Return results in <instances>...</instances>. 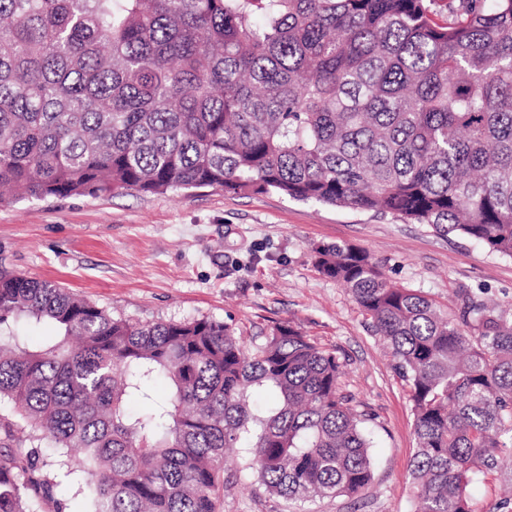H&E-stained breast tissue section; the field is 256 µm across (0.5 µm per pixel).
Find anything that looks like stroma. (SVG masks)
Wrapping results in <instances>:
<instances>
[{
	"label": "stroma",
	"instance_id": "1",
	"mask_svg": "<svg viewBox=\"0 0 512 512\" xmlns=\"http://www.w3.org/2000/svg\"><path fill=\"white\" fill-rule=\"evenodd\" d=\"M324 243L367 250L392 281L447 311L465 289L512 308V260L468 238L276 192L205 187L0 204V267L58 283L117 317H207L232 324L251 345L289 324L337 349L343 393L373 417V480L359 496L324 498L311 510L414 512L408 389L348 289L318 271L315 250ZM224 477L220 512H298L236 462ZM470 492L478 512H498L512 499V464Z\"/></svg>",
	"mask_w": 512,
	"mask_h": 512
}]
</instances>
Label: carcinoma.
Masks as SVG:
<instances>
[{"instance_id": "1", "label": "carcinoma", "mask_w": 512, "mask_h": 512, "mask_svg": "<svg viewBox=\"0 0 512 512\" xmlns=\"http://www.w3.org/2000/svg\"><path fill=\"white\" fill-rule=\"evenodd\" d=\"M201 187L512 259V0H0L1 189ZM316 264L409 389L417 512H476L470 486L512 461V313L465 294L449 314L354 245ZM21 319L54 334L23 342ZM343 366L291 325L250 349L222 321L116 318L0 269V512H63L71 475L84 512H219L230 448L271 494L358 496L371 441Z\"/></svg>"}]
</instances>
